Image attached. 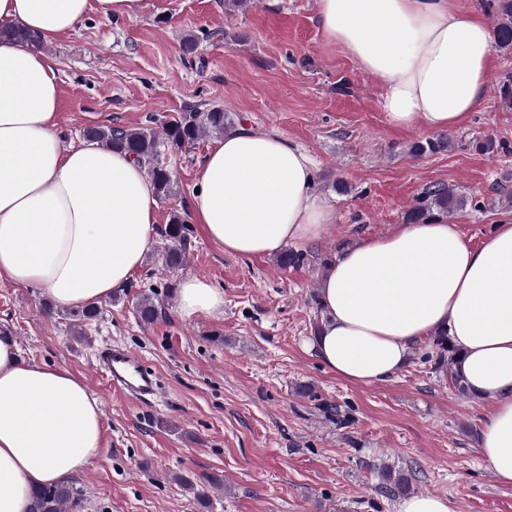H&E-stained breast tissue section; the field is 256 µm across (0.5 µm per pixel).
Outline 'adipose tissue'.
<instances>
[{"label":"adipose tissue","mask_w":512,"mask_h":512,"mask_svg":"<svg viewBox=\"0 0 512 512\" xmlns=\"http://www.w3.org/2000/svg\"><path fill=\"white\" fill-rule=\"evenodd\" d=\"M145 0H0V22L50 42L89 14L137 17ZM328 42L375 77L397 127H463L483 99L492 34L451 0H316ZM53 61L0 36V279L61 307L126 287L155 243L157 202L142 165L94 141L63 147ZM192 218L226 253L271 255L321 237L335 212L312 161L278 132L226 133L200 164ZM312 348L342 380L388 381L439 332L468 393L488 403L479 453L512 486V224L473 246L442 218L402 224L339 253L320 284ZM185 317L224 315V292L191 276ZM103 439L101 403L71 372L23 360L0 328V512H30L35 489L82 474Z\"/></svg>","instance_id":"1"}]
</instances>
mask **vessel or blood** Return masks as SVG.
<instances>
[{"label":"vessel or blood","mask_w":512,"mask_h":512,"mask_svg":"<svg viewBox=\"0 0 512 512\" xmlns=\"http://www.w3.org/2000/svg\"><path fill=\"white\" fill-rule=\"evenodd\" d=\"M98 372L113 389L152 400L160 391L157 375L142 357L123 346L101 349L96 358Z\"/></svg>","instance_id":"1"}]
</instances>
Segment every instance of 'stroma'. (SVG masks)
Segmentation results:
<instances>
[{"label":"stroma","instance_id":"35a3bbf8","mask_svg":"<svg viewBox=\"0 0 512 512\" xmlns=\"http://www.w3.org/2000/svg\"><path fill=\"white\" fill-rule=\"evenodd\" d=\"M145 3L137 18L92 15L41 45L60 90L63 146L91 127L157 130L188 106H220L236 127L280 132L307 152L335 222L319 240L292 244L304 256L295 267L225 253L190 220L199 165L219 141L212 135L187 149L161 146L176 185L157 202L155 243L96 319L75 324L37 289L0 281V326L21 357L82 377L101 403L102 445L72 481L83 491L72 512H398L390 471L411 476V494L448 498L454 512H512V486L497 484L478 452L490 407L435 368L433 339L389 381L367 386L337 378L308 347L324 316L318 283L328 264L405 223L427 187L484 202L450 218L473 245L512 224L495 195L500 184L512 190V151L475 147L490 136L512 148V110L495 92L512 53L493 51L485 96L452 131L453 147L414 157L410 145L430 131L388 122L377 80L325 40L315 0H257L236 12L224 0ZM339 181L348 193L336 192ZM176 214L190 221L189 245L184 266L169 270L163 231ZM190 276L223 289V318L181 315L175 289ZM145 295L160 311L150 324L136 312ZM112 344L156 373L154 401L115 392L96 372L97 352Z\"/></svg>","mask_w":512,"mask_h":512}]
</instances>
